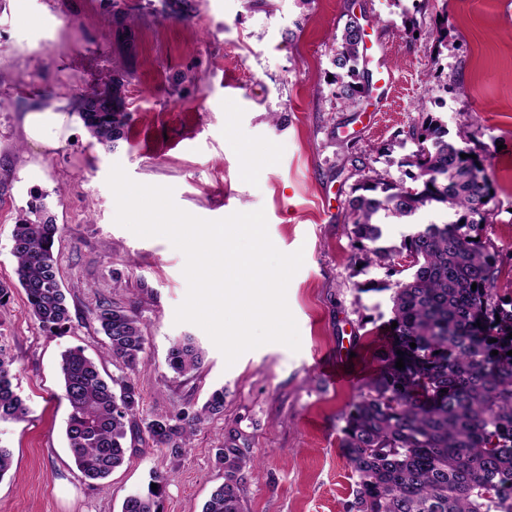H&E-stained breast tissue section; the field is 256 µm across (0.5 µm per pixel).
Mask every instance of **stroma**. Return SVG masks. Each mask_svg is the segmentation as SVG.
<instances>
[{"label":"stroma","instance_id":"stroma-1","mask_svg":"<svg viewBox=\"0 0 512 512\" xmlns=\"http://www.w3.org/2000/svg\"><path fill=\"white\" fill-rule=\"evenodd\" d=\"M192 20L161 15L160 0H0V345L13 356L29 413L0 421L13 464L0 478V512H121L126 497L164 477L159 512H202L224 481L216 462L239 434L243 512H346L354 479L340 446L349 404L380 371L390 342L395 280L349 237L348 201L363 174L408 179L416 149L405 135L425 115L492 156L493 212L485 236L501 252L497 292L512 299V0H447V44L437 46L436 0H195ZM126 14L115 21V11ZM382 44L391 85L373 83L358 106L336 97V34L350 17ZM417 32L409 41L408 32ZM124 77L126 141L91 139L73 95ZM66 116L55 148L30 139L31 112ZM366 156L365 172L348 158ZM142 184L169 186L206 220L264 210L268 234L304 262L286 292L299 350L268 343L226 365L207 333L175 320L188 284L184 255L163 237L115 223L106 180L113 164ZM42 202L60 231L54 255L71 311L63 334L44 331L16 287L13 231ZM109 299L146 326L130 376L145 413L197 410L215 390L224 411L181 455L136 443L106 487L85 480L66 438L60 355L105 338L92 312ZM190 336L199 371L175 375L172 344Z\"/></svg>","mask_w":512,"mask_h":512}]
</instances>
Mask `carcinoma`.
<instances>
[{"label": "carcinoma", "mask_w": 512, "mask_h": 512, "mask_svg": "<svg viewBox=\"0 0 512 512\" xmlns=\"http://www.w3.org/2000/svg\"><path fill=\"white\" fill-rule=\"evenodd\" d=\"M162 6L179 20L193 11L192 0H162ZM336 43L337 97L355 107L368 91L359 68L363 47L357 18L346 22ZM122 86L123 79L114 75L104 88L73 99L90 137L112 149L127 139ZM408 136L417 141L408 162L417 169L411 175L416 186L409 190L377 173L363 177L349 201V234L358 249L391 270L403 256L412 262L391 298L397 327L381 358L383 371L344 417L341 447L356 477L347 512H512V356L507 355L512 300L498 297V252L481 240L494 202L490 154L471 157L474 150L463 145L465 136L448 137L433 119L412 127ZM428 206L450 210L454 219L418 225L398 247L382 245L379 214L407 219ZM58 233L42 204L20 217L13 231L18 285L31 316L51 333L71 321L53 251ZM93 319L107 339L102 358L136 369L146 343L140 317L103 300ZM399 357L402 369L396 368ZM166 361L185 377L199 370L202 350L188 336L170 347ZM13 363L0 348V421H20L28 414L13 385ZM60 372L69 406L68 446L78 471L92 481H104L122 466L127 441L140 434L177 456L205 419L224 412L221 389L197 411L145 415L138 385L124 376H103L100 362L79 346L63 352ZM216 460L224 468V482L202 512H242L240 473L246 456L227 446L217 449ZM157 498L153 489L130 495L121 512H159Z\"/></svg>", "instance_id": "obj_1"}]
</instances>
